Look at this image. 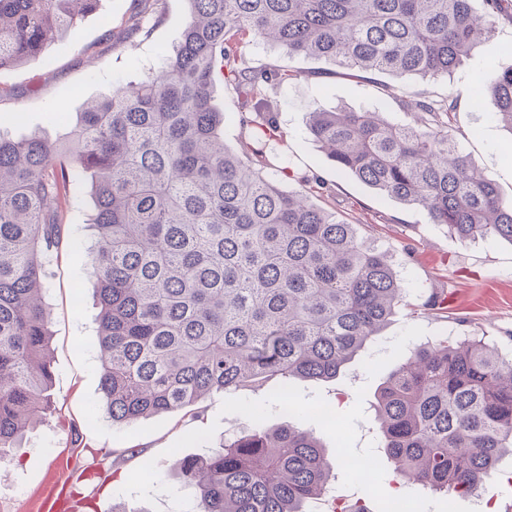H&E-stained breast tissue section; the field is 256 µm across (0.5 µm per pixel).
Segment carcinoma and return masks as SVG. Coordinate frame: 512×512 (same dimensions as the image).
Instances as JSON below:
<instances>
[{"label":"carcinoma","mask_w":512,"mask_h":512,"mask_svg":"<svg viewBox=\"0 0 512 512\" xmlns=\"http://www.w3.org/2000/svg\"><path fill=\"white\" fill-rule=\"evenodd\" d=\"M190 17L158 70L84 108L63 141L0 133V460L51 405L52 252L68 209L93 200L101 404L132 422L269 377L336 378L404 300L386 254L356 225L279 185L270 91L295 74L250 64L240 40L345 71L446 77L512 0H187ZM101 0H0V71L38 56ZM239 103L240 151L224 146L216 82ZM512 134V64L492 73ZM380 112L311 111L308 134L336 168L427 212L462 242L512 241V201L451 133L452 100ZM372 407L394 473L467 494L512 454V359L477 338L416 347ZM174 468L197 512H310L337 462L291 423L243 430Z\"/></svg>","instance_id":"cac0c4a2"}]
</instances>
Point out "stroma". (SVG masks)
<instances>
[{
  "instance_id": "35a3bbf8",
  "label": "stroma",
  "mask_w": 512,
  "mask_h": 512,
  "mask_svg": "<svg viewBox=\"0 0 512 512\" xmlns=\"http://www.w3.org/2000/svg\"><path fill=\"white\" fill-rule=\"evenodd\" d=\"M141 0H102L74 31L49 42L36 58L0 72V132L21 138L40 131L59 139L68 123L47 124L46 114L65 107L81 111L87 101L111 94L116 83L139 81L158 67L164 50L179 42L188 18L187 0H164L163 14L149 33L130 36ZM512 23L477 41L449 77L381 74L348 77L333 63L288 56L259 40L242 45L253 64L275 62L297 69L296 80L272 92L274 119L285 132L279 153L294 176L289 190L309 176L324 182L317 204L356 224L360 236L389 253L404 288L405 304L389 325L330 381L276 378L249 382L233 391H215L182 410L131 424L112 422L101 408V367L97 351L98 309L88 249L63 243L54 251L47 283L53 361L52 405L41 423L0 462V512H29L46 470L64 451L77 454L93 475L79 487L90 512H196V505L170 471L176 459L202 455L223 438L284 421L313 433L338 456L337 485L348 498H364L371 512L399 497L408 512H475L472 498H443L415 484L398 483L382 457L381 437L371 408L375 392L414 346L443 336L482 339L500 356L512 358V242H461L445 226L430 223L417 207L383 196L340 173L308 135L313 109L345 107L383 112L394 123H409L399 101L412 92L433 99L456 98L453 135L463 151L504 199H512V133L493 117L496 101L478 93L481 80L511 61ZM448 297L447 314L425 309L431 291ZM290 393V414L280 400ZM335 409L326 424L321 405Z\"/></svg>"
}]
</instances>
